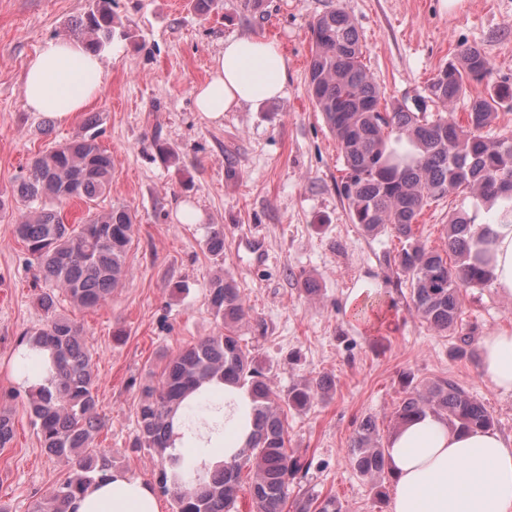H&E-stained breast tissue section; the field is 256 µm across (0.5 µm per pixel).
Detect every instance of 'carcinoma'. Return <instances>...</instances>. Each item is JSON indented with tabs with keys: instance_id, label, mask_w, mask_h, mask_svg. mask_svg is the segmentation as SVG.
I'll return each instance as SVG.
<instances>
[{
	"instance_id": "carcinoma-1",
	"label": "carcinoma",
	"mask_w": 512,
	"mask_h": 512,
	"mask_svg": "<svg viewBox=\"0 0 512 512\" xmlns=\"http://www.w3.org/2000/svg\"><path fill=\"white\" fill-rule=\"evenodd\" d=\"M72 30L90 51L104 52L113 37L111 0H95L92 9L74 20ZM310 31L308 92L344 160L337 190L349 217L369 236L388 232L399 240L400 249L387 260L396 285L409 286L414 311L430 328L453 330L462 313L463 293L492 281L490 241L479 232L477 212L462 206L448 213L441 250L422 243L415 227L426 206L451 195L472 200L474 207L492 213L494 222L512 223V135H486L498 106L512 100V87L489 83L491 66L484 51L467 46L428 80L426 98L412 107L395 102L382 108V92L363 63L362 38L353 19L341 9H331L315 18ZM474 83L485 84V91L472 98L462 124L448 106ZM428 100L441 110L427 112ZM100 126V113L85 115L74 138L31 161L13 192L15 202L25 206L14 219V236L52 285L38 297L44 323L26 332L22 341L50 351L55 373L47 384L28 391L26 412L44 454L72 469L32 512H71L73 501L95 477L112 469V453L93 447L107 425L99 412L93 355L81 325L58 312L56 292L83 309L112 298L130 279L126 255L134 219L124 208H111L90 210L84 221L67 224L61 211L46 204L48 199L91 204L110 192L112 155L98 141ZM498 200L504 202L503 209H492ZM205 245L209 252L223 254L224 225H207ZM208 302L217 331L179 349L161 372L146 378L130 448L147 449L157 457L155 486L172 498L174 512H236L244 473L249 477L250 512H285L291 489L300 485L310 463L288 448L282 405L305 411L333 393V381L322 376L294 384L284 396L277 394L267 372L237 336L247 315L237 284L215 275ZM215 378L249 388L255 433L239 462L206 482L186 468L183 483L175 485L164 458L168 419L179 408L191 422L209 415V400L190 401L188 395ZM429 412L462 430L494 426L484 404L450 379L407 382L393 412L394 425ZM13 437L12 416L0 412V449ZM350 463L362 476L385 468V448L371 416L354 431ZM293 512H342V506L333 496L319 499L304 491L296 494Z\"/></svg>"
}]
</instances>
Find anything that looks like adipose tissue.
<instances>
[{
  "mask_svg": "<svg viewBox=\"0 0 512 512\" xmlns=\"http://www.w3.org/2000/svg\"><path fill=\"white\" fill-rule=\"evenodd\" d=\"M101 56L81 42L57 38L30 60L23 80L29 110L57 122L83 111L100 92ZM288 81V59L273 43L254 36L224 42L212 60L209 79L196 87L199 114L210 121L246 104L282 96ZM492 242V281L512 298V223L487 224ZM22 361L13 379L29 390L45 385L52 373L48 351L20 346ZM481 373L497 389L512 391V332L481 340ZM199 394L211 397L216 419L187 425L182 412L171 418L166 467L170 479L183 478L192 464L206 478L238 461L254 429V402L248 387L221 381L204 383ZM387 461L395 484L390 512H512V441L492 430L462 432L428 414L395 430L387 443ZM75 512H160L153 488L120 469L96 478L75 503Z\"/></svg>",
  "mask_w": 512,
  "mask_h": 512,
  "instance_id": "ef3b65f1",
  "label": "adipose tissue"
}]
</instances>
